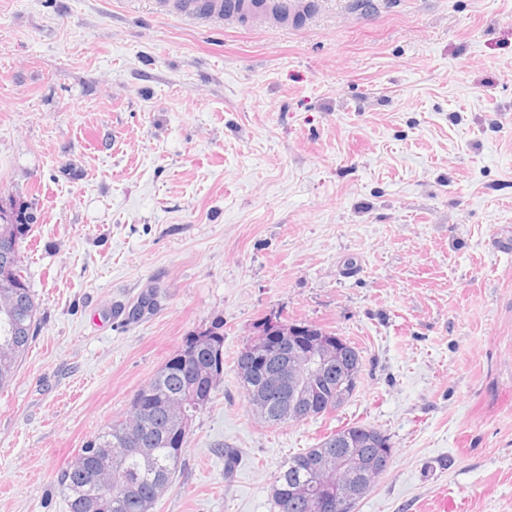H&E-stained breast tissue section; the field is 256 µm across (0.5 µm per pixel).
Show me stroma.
<instances>
[{
	"label": "stroma",
	"instance_id": "stroma-1",
	"mask_svg": "<svg viewBox=\"0 0 512 512\" xmlns=\"http://www.w3.org/2000/svg\"><path fill=\"white\" fill-rule=\"evenodd\" d=\"M314 2L215 40L161 0H0V209L34 218L38 305L0 512H68L59 471L218 320L224 382L152 512H273L283 462L355 422L392 459L354 512H512V0ZM276 313L358 347L331 416L252 414L235 360Z\"/></svg>",
	"mask_w": 512,
	"mask_h": 512
}]
</instances>
